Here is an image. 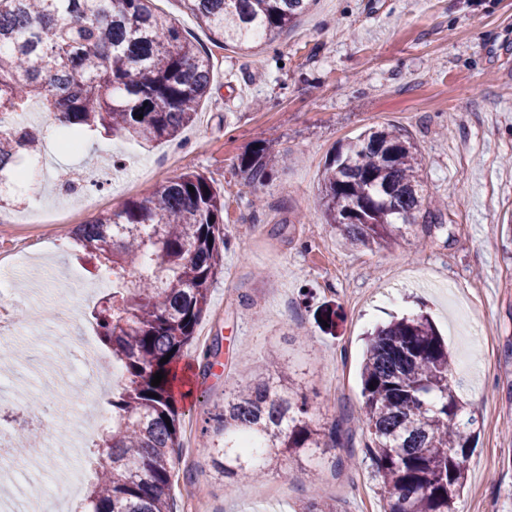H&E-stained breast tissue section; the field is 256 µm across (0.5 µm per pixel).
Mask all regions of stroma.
Returning a JSON list of instances; mask_svg holds the SVG:
<instances>
[{
    "instance_id": "obj_1",
    "label": "stroma",
    "mask_w": 512,
    "mask_h": 512,
    "mask_svg": "<svg viewBox=\"0 0 512 512\" xmlns=\"http://www.w3.org/2000/svg\"><path fill=\"white\" fill-rule=\"evenodd\" d=\"M209 54L212 85L180 141L142 146L96 136L77 152L57 147L52 117L28 104L24 121L47 129L44 167L17 214L51 208L88 222L129 199L149 197L167 179L204 174L224 197V270L209 308L176 365L191 393L179 398L176 512H301L312 494L345 512H382L368 439L359 365L365 334L392 317L427 312L448 345L458 395L481 415L456 512H512V259L501 225L512 217V0H316L289 30L242 51L221 48L178 0H156ZM392 125L416 142L428 199L441 225L411 226L389 249L344 247L319 199L324 163L341 143L372 126ZM272 147L271 178L247 185L243 156L257 141ZM98 173L99 198L59 193L64 169ZM19 307L34 317L0 340V432L31 396L76 393L56 408L35 470L0 473V497L30 512L32 484L72 478L65 459H84L92 438L77 422L87 408L108 411L114 380L101 374L94 404L87 382L58 375L80 349L81 327L101 296L70 236L33 249L16 269ZM336 311V325L318 320ZM222 352L205 369V351ZM288 364L314 424L338 425L343 439L311 484L307 463L272 460L262 481L216 475L201 432L233 385L266 373L269 356ZM57 434L79 450L55 446ZM355 463H347V456Z\"/></svg>"
}]
</instances>
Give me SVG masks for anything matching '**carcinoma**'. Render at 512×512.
Instances as JSON below:
<instances>
[{"label":"carcinoma","mask_w":512,"mask_h":512,"mask_svg":"<svg viewBox=\"0 0 512 512\" xmlns=\"http://www.w3.org/2000/svg\"><path fill=\"white\" fill-rule=\"evenodd\" d=\"M179 2L213 43L243 50L255 31L270 36L290 27L310 0ZM211 69L209 54L152 0H0V116L12 118L0 131V184L41 153L45 135L20 119L28 101L40 100L79 149L102 133L140 145L171 142L208 95ZM271 151L261 141L242 159L248 184L268 181ZM422 167L403 130H365L324 167L326 222L344 243L370 249L391 247L419 220L442 223L424 194ZM223 214L224 197L209 179L184 173L150 198L128 200L70 233L79 258L111 269L117 281L137 272L132 286L112 289L90 311L122 380L108 401L110 422L93 444L83 512H173L180 443L172 365L194 337L224 268ZM159 371L165 378L153 386ZM452 376L428 315L369 334L358 421L369 433L364 459L384 490V512H455L479 419L456 395ZM289 384L288 372L277 368L225 393L224 407L202 430L217 473L260 477L273 448L299 461L340 445L338 425L313 424L306 399Z\"/></svg>","instance_id":"carcinoma-1"}]
</instances>
